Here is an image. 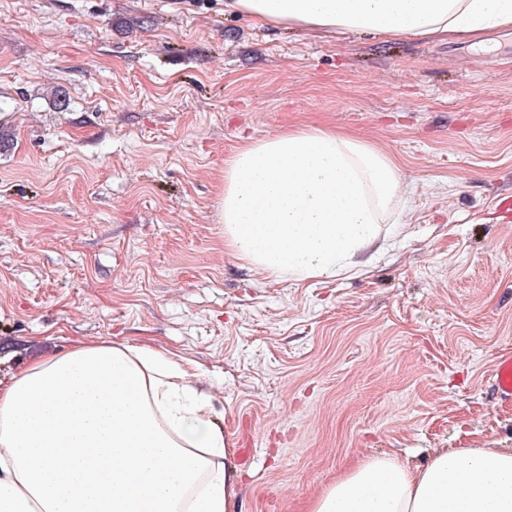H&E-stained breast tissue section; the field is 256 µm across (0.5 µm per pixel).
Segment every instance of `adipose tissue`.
Wrapping results in <instances>:
<instances>
[{
	"label": "adipose tissue",
	"instance_id": "ef3b65f1",
	"mask_svg": "<svg viewBox=\"0 0 512 512\" xmlns=\"http://www.w3.org/2000/svg\"><path fill=\"white\" fill-rule=\"evenodd\" d=\"M263 22L382 40L512 30V0H227ZM387 152L332 128L244 143L224 245L277 278H333L385 245L410 193ZM241 471L192 374L147 346L80 343L0 381V512H233ZM307 512H512V448L355 460Z\"/></svg>",
	"mask_w": 512,
	"mask_h": 512
}]
</instances>
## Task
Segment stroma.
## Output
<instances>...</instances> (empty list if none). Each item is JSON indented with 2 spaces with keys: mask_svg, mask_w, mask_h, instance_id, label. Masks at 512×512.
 I'll return each instance as SVG.
<instances>
[{
  "mask_svg": "<svg viewBox=\"0 0 512 512\" xmlns=\"http://www.w3.org/2000/svg\"><path fill=\"white\" fill-rule=\"evenodd\" d=\"M309 126L390 153L413 186L363 273L287 281L224 247L226 162ZM102 340L196 374L237 512H307L359 457L512 448L490 379L512 353V34L384 42L224 0H0V380Z\"/></svg>",
  "mask_w": 512,
  "mask_h": 512,
  "instance_id": "stroma-1",
  "label": "stroma"
}]
</instances>
